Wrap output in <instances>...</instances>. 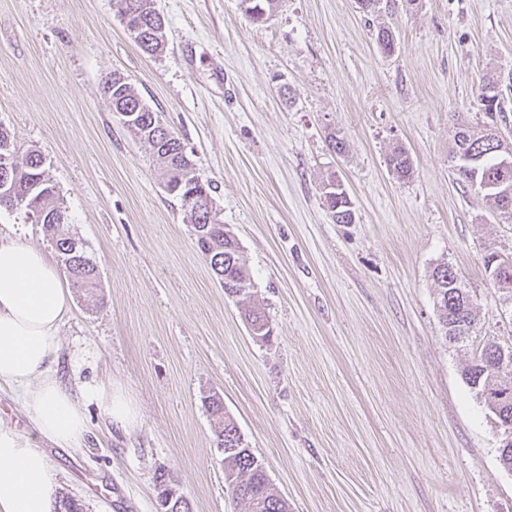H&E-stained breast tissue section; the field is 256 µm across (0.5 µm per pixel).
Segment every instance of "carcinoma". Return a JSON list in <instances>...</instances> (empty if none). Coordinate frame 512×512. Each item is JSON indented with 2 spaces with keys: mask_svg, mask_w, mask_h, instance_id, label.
I'll list each match as a JSON object with an SVG mask.
<instances>
[{
  "mask_svg": "<svg viewBox=\"0 0 512 512\" xmlns=\"http://www.w3.org/2000/svg\"><path fill=\"white\" fill-rule=\"evenodd\" d=\"M120 15L128 18V24L137 27L133 40L139 49L154 55L165 46L164 19L156 14L155 0H113ZM103 90L112 112H126L127 119L121 124L152 150L155 164L163 181L174 190L173 196L180 199L187 212L193 230L207 237L209 248L199 247L202 253L212 252L210 267L224 293L233 296V287L250 283L244 253L235 237L224 235V222L214 209V199L209 184L193 174V164L185 146L172 132L155 137L153 125L161 124L159 115L139 96L135 89L117 73L105 76ZM500 81L492 73L485 75L478 96L480 110L488 116L503 112ZM487 125L467 126L464 131L454 130L448 150V164L456 180L467 190L489 202L491 214L499 221L512 223V206L501 204V200L481 190L482 183L500 180L512 182V169L504 170L498 162L500 140L486 132ZM388 165L397 178L405 180L413 173V162L408 153L397 148L388 157ZM9 199L5 208L30 213V206L39 207L41 224L48 233L61 263L74 285L91 290L98 287L99 272L96 263L89 257L83 243L69 232L70 215L60 198L56 185L45 169L41 152L32 150L10 169ZM326 208L338 224L351 223L354 214L352 201L337 190L327 202ZM436 283L435 306L445 332L448 326H456V335L467 336L476 321L474 297L458 280L452 268L446 264L434 269ZM464 379L481 401L486 395L498 391L501 382L498 373L487 369L483 357H478L467 366ZM207 409L214 421L217 447L224 449V475L234 498L248 504L261 506V512H289L288 501L282 498L269 482L262 463L241 444L239 427L224 411L223 398L217 393L205 398Z\"/></svg>",
  "mask_w": 512,
  "mask_h": 512,
  "instance_id": "obj_1",
  "label": "carcinoma"
}]
</instances>
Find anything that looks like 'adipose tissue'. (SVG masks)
Here are the masks:
<instances>
[{
    "mask_svg": "<svg viewBox=\"0 0 512 512\" xmlns=\"http://www.w3.org/2000/svg\"><path fill=\"white\" fill-rule=\"evenodd\" d=\"M70 304L63 276L43 250L0 236V384L20 390L35 429L64 447L86 431L88 404L101 405L122 429L138 419L120 384L84 381L73 392L58 381V334ZM54 489L44 452L0 426V512H52Z\"/></svg>",
    "mask_w": 512,
    "mask_h": 512,
    "instance_id": "adipose-tissue-1",
    "label": "adipose tissue"
}]
</instances>
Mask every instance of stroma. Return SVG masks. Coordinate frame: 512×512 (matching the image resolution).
I'll use <instances>...</instances> for the list:
<instances>
[{
    "instance_id": "1",
    "label": "stroma",
    "mask_w": 512,
    "mask_h": 512,
    "mask_svg": "<svg viewBox=\"0 0 512 512\" xmlns=\"http://www.w3.org/2000/svg\"><path fill=\"white\" fill-rule=\"evenodd\" d=\"M156 7L167 41L149 56L112 0H0V125L19 154L41 151L100 273L98 295L71 291L57 376L112 378L140 413L124 432L87 405L86 433L59 448L4 385L0 425L33 437L57 494L85 512H157L160 470L191 512H245L205 405L215 392L291 512H512L493 419L462 377L485 342L512 340L483 266L512 253V224L448 167L453 124L487 120L477 94L491 70L512 142V0L369 14L356 0H280L260 23L239 0ZM381 26L395 32L392 54L373 38ZM115 71L211 184L269 341L250 335L149 146L113 114L102 82ZM397 147L411 179L388 165ZM333 175L354 223L324 206ZM443 263L478 298L479 332L462 346L434 306Z\"/></svg>"
}]
</instances>
